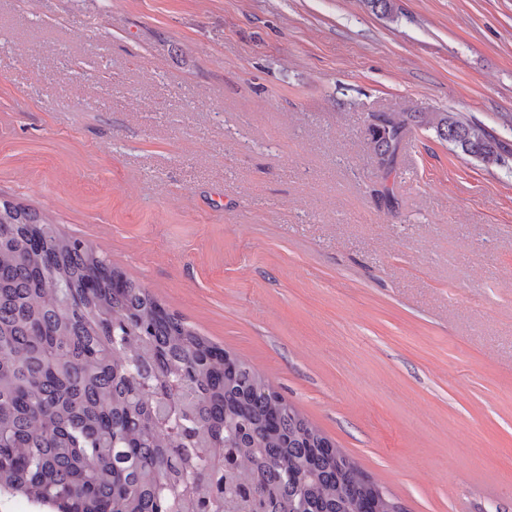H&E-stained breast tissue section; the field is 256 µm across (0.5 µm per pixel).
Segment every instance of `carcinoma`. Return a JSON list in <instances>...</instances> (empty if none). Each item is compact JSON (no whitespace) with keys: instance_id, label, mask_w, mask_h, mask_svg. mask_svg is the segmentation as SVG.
Returning <instances> with one entry per match:
<instances>
[{"instance_id":"carcinoma-1","label":"carcinoma","mask_w":512,"mask_h":512,"mask_svg":"<svg viewBox=\"0 0 512 512\" xmlns=\"http://www.w3.org/2000/svg\"><path fill=\"white\" fill-rule=\"evenodd\" d=\"M388 163L414 127L387 116ZM424 123L504 161L451 112ZM55 512H399L247 361L169 312L102 249L0 200V494Z\"/></svg>"}]
</instances>
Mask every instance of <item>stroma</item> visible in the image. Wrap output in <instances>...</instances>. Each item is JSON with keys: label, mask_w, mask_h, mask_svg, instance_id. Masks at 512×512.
Returning <instances> with one entry per match:
<instances>
[{"label": "stroma", "mask_w": 512, "mask_h": 512, "mask_svg": "<svg viewBox=\"0 0 512 512\" xmlns=\"http://www.w3.org/2000/svg\"><path fill=\"white\" fill-rule=\"evenodd\" d=\"M512 0H0V197L249 362L403 512H512ZM387 187L389 199L375 191ZM426 120L416 121L415 117L396 113L385 118L389 126L378 130L372 124L369 128L367 145L369 150L384 165L393 157L398 145L414 127V122L434 128L437 136L450 142L464 155L474 157L485 164H500L504 161L501 147L486 131L472 125L451 112H435Z\"/></svg>", "instance_id": "1"}]
</instances>
